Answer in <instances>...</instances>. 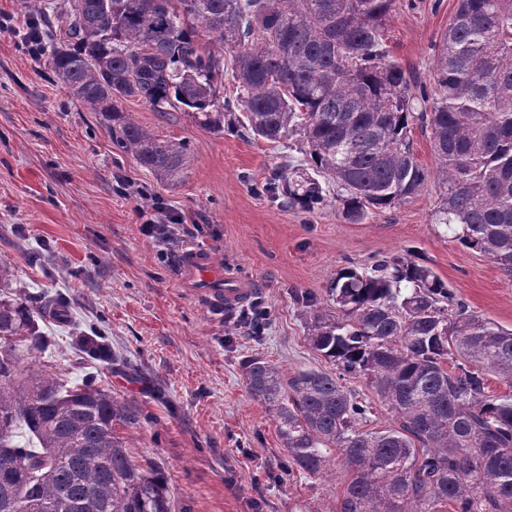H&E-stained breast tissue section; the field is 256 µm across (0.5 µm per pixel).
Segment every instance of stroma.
Returning a JSON list of instances; mask_svg holds the SVG:
<instances>
[{
  "label": "stroma",
  "mask_w": 512,
  "mask_h": 512,
  "mask_svg": "<svg viewBox=\"0 0 512 512\" xmlns=\"http://www.w3.org/2000/svg\"><path fill=\"white\" fill-rule=\"evenodd\" d=\"M458 0H397L386 25L391 60L430 84L434 48ZM23 0H0V258L30 293L67 303L41 323L51 346L31 355L73 383L92 376L141 416L122 429L138 465L157 462L172 512H334L343 476L291 469L276 423L246 389L242 361L259 354L288 371L333 366L308 339L302 295L323 311L344 267L413 258L471 310L512 329V278L434 223L440 183L428 131L413 127L417 160L431 176L394 208L347 221L335 197L310 211L263 192L289 154L248 134H214L184 111L136 99L125 111L160 138L186 143L194 161L177 185L161 182L117 148L100 113L70 96L31 50ZM193 217V243L247 279L267 312L256 337L238 325L242 305L194 291L184 243L145 237L137 208ZM111 357L87 358L80 337Z\"/></svg>",
  "instance_id": "1"
}]
</instances>
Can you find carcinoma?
Here are the masks:
<instances>
[{
    "mask_svg": "<svg viewBox=\"0 0 512 512\" xmlns=\"http://www.w3.org/2000/svg\"><path fill=\"white\" fill-rule=\"evenodd\" d=\"M396 2L70 0L48 63L104 117L113 143L175 184L193 162L187 146L142 127L124 101L186 110L222 134L217 89L230 52L238 131L272 143L299 136L317 174L298 182L284 169L267 190L303 210L333 190L353 223L422 190L416 122L438 160L435 223L512 278V0H459L430 90L390 60ZM330 293L337 317L305 305L308 340L336 371L289 374L260 355L241 364L294 468L345 472L336 512H512V397L485 392V373L512 377V330L411 258L343 268ZM60 305L31 297L0 259V446L11 448L0 457V512H171L162 474L134 464L121 435L139 414L91 378L70 386L51 369L24 373L25 354L50 342L38 322ZM347 376L368 381L395 426L361 429L371 405Z\"/></svg>",
    "mask_w": 512,
    "mask_h": 512,
    "instance_id": "cac0c4a2",
    "label": "carcinoma"
}]
</instances>
